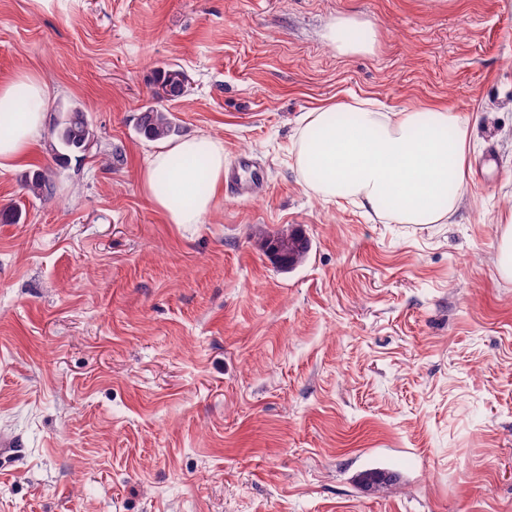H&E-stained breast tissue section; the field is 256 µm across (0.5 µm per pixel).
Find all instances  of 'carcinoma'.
<instances>
[{"instance_id":"carcinoma-1","label":"carcinoma","mask_w":512,"mask_h":512,"mask_svg":"<svg viewBox=\"0 0 512 512\" xmlns=\"http://www.w3.org/2000/svg\"><path fill=\"white\" fill-rule=\"evenodd\" d=\"M158 87L156 97L159 103L147 108L138 118V132L149 141H161L178 133L172 114L162 101L180 99L187 93L186 77L176 68L167 66L155 73ZM54 142L51 149L59 156L84 155L95 142L96 134L86 113L74 106L60 113L53 125ZM24 188L34 197L49 201L53 198L54 186L46 173L34 170L25 176ZM256 235L262 239L263 246L277 265L289 269L302 262L308 252V241L298 231L290 228L281 230L277 235L268 237L262 230ZM362 480L381 491L392 484L393 479L381 471L367 472Z\"/></svg>"}]
</instances>
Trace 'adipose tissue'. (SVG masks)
I'll list each match as a JSON object with an SVG mask.
<instances>
[{"mask_svg": "<svg viewBox=\"0 0 512 512\" xmlns=\"http://www.w3.org/2000/svg\"><path fill=\"white\" fill-rule=\"evenodd\" d=\"M328 38L339 52L356 53L372 47L376 31L342 18ZM48 102L36 75L0 82V169L29 158ZM469 151V126L451 109L389 114L367 100L305 113L296 140L299 173L313 193L401 224H437L455 214ZM225 169L223 142L200 133L154 153L141 181L165 223L198 224L224 193Z\"/></svg>", "mask_w": 512, "mask_h": 512, "instance_id": "1", "label": "adipose tissue"}]
</instances>
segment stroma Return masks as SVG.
I'll use <instances>...</instances> for the list:
<instances>
[{
	"label": "stroma",
	"instance_id": "35a3bbf8",
	"mask_svg": "<svg viewBox=\"0 0 512 512\" xmlns=\"http://www.w3.org/2000/svg\"><path fill=\"white\" fill-rule=\"evenodd\" d=\"M374 25L343 54L337 19ZM173 65L180 137L213 135L262 192L166 224L137 130ZM49 91L31 160L0 170V512H512V0H0V81ZM447 107L463 203L415 226L303 184L319 106ZM96 132L57 157L50 122ZM122 162H114V150ZM39 169L44 202L23 187ZM299 229L280 268L255 228ZM396 474L381 492L357 477ZM53 137L51 149L64 157L86 154L95 142L96 134L86 113L74 106L60 113L53 125ZM24 188L40 200L49 201L53 198V183L46 173L40 170H33L25 176ZM512 221L499 227L496 269L505 279L512 280Z\"/></svg>",
	"mask_w": 512,
	"mask_h": 512
}]
</instances>
